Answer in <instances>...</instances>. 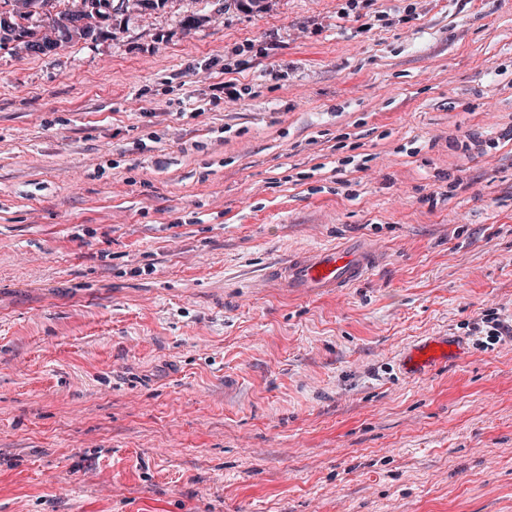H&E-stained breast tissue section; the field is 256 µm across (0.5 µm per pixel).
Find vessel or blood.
I'll use <instances>...</instances> for the list:
<instances>
[{
    "instance_id": "obj_1",
    "label": "vessel or blood",
    "mask_w": 512,
    "mask_h": 512,
    "mask_svg": "<svg viewBox=\"0 0 512 512\" xmlns=\"http://www.w3.org/2000/svg\"><path fill=\"white\" fill-rule=\"evenodd\" d=\"M379 261L375 251L359 246H328L289 257L270 276L303 295L325 294L368 280ZM448 360L447 340H435L414 350L409 367L421 369Z\"/></svg>"
}]
</instances>
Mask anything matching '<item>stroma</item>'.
Listing matches in <instances>:
<instances>
[{
  "label": "stroma",
  "instance_id": "35a3bbf8",
  "mask_svg": "<svg viewBox=\"0 0 512 512\" xmlns=\"http://www.w3.org/2000/svg\"><path fill=\"white\" fill-rule=\"evenodd\" d=\"M346 3L0 47V512H512V0ZM379 261L359 246H328L292 255L268 276L302 295L337 292L368 280ZM482 323L486 327V336L491 341L487 345H495L501 341L503 336H510L512 338V324H505L504 320H501L495 309H487L484 311ZM448 361V338L435 340L427 345L414 350L409 359L406 369H421L429 366H436Z\"/></svg>",
  "mask_w": 512,
  "mask_h": 512
}]
</instances>
